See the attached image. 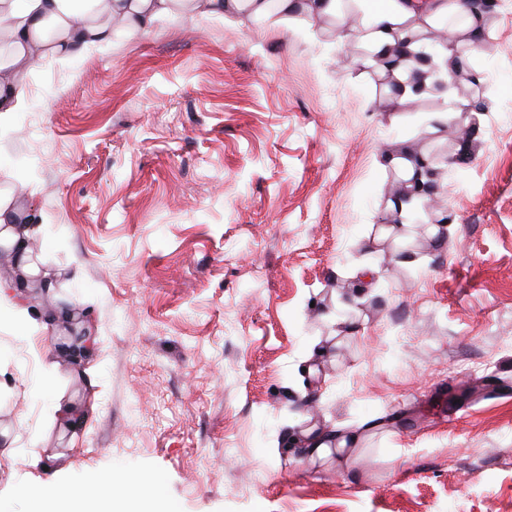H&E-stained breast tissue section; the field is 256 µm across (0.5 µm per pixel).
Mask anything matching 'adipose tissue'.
Instances as JSON below:
<instances>
[{
  "instance_id": "ef3b65f1",
  "label": "adipose tissue",
  "mask_w": 512,
  "mask_h": 512,
  "mask_svg": "<svg viewBox=\"0 0 512 512\" xmlns=\"http://www.w3.org/2000/svg\"><path fill=\"white\" fill-rule=\"evenodd\" d=\"M339 0H0V42L9 46L0 57V128L28 101L30 71L45 59L66 62L90 47L111 42L116 32L151 30L168 16L188 13L198 19L222 16L228 10L248 11L257 18L278 13L280 21L305 13L335 15ZM386 8L372 15L368 38L375 52L412 55L419 45L404 23L417 12L416 0H386ZM11 191L0 190V245L11 253L18 275L0 285V308L6 309L24 335L37 336L48 327L36 317L25 291L38 273L31 261L29 227L17 226ZM360 436L352 429L315 430L284 436L283 452H298L308 459L350 455ZM23 495L34 512H174L158 498L153 480L123 481L106 475L81 487L30 484Z\"/></svg>"
}]
</instances>
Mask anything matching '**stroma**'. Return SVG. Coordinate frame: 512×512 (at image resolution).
Instances as JSON below:
<instances>
[{"instance_id":"stroma-1","label":"stroma","mask_w":512,"mask_h":512,"mask_svg":"<svg viewBox=\"0 0 512 512\" xmlns=\"http://www.w3.org/2000/svg\"><path fill=\"white\" fill-rule=\"evenodd\" d=\"M383 3L342 28L181 16L33 69L0 189L34 218L33 307L70 316L32 339L0 313L6 512L103 472L177 512H512V0L467 56L491 105L464 126L433 120L463 98L400 101L352 58ZM407 149L446 157L437 246L394 222ZM312 426L358 430L350 462L272 454Z\"/></svg>"}]
</instances>
